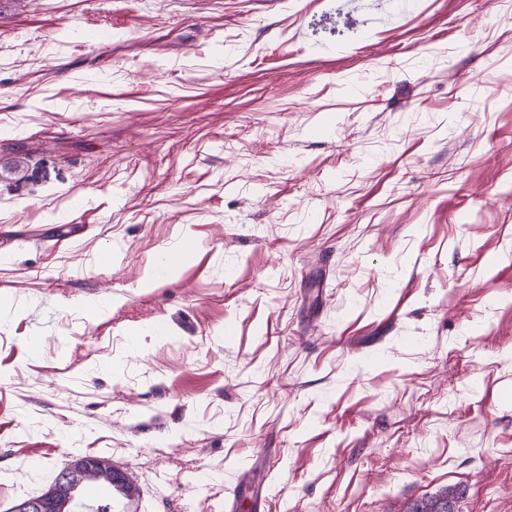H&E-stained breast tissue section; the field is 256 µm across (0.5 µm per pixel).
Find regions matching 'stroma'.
Returning <instances> with one entry per match:
<instances>
[{
    "instance_id": "stroma-1",
    "label": "stroma",
    "mask_w": 512,
    "mask_h": 512,
    "mask_svg": "<svg viewBox=\"0 0 512 512\" xmlns=\"http://www.w3.org/2000/svg\"><path fill=\"white\" fill-rule=\"evenodd\" d=\"M20 156L0 512H512V0H0ZM102 462L95 456L86 455L83 457H77L73 459L69 465L63 470L60 475L55 488L51 489L46 495L40 494L37 496L30 497L39 498L43 495L44 498L39 501L27 502L21 505H18L16 508L12 510V512H43L45 511L46 503L56 504L59 500L65 501L64 507L67 506L71 498L73 497V493L79 487L78 478L81 476L88 475L84 477L82 484L83 486L86 483H90L91 481H108L112 484V487L120 493L125 499H129L135 493V488L133 485L126 480L125 477L121 478L118 474H114L112 471V466L106 463V466L103 468ZM99 468V469H98ZM98 469V470H97ZM93 472V473H92ZM92 473V474H90ZM90 474V475H89ZM81 484V486H82ZM30 498H27L30 500ZM74 506V502L69 504L65 511L73 512L71 510ZM463 496V490L456 485H448L431 497L413 503L409 512H457L456 506Z\"/></svg>"
}]
</instances>
